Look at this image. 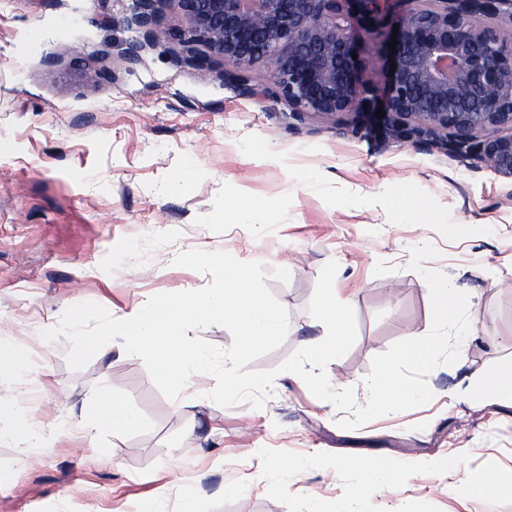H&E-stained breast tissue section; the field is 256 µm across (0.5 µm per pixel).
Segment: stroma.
Listing matches in <instances>:
<instances>
[{"label": "stroma", "mask_w": 512, "mask_h": 512, "mask_svg": "<svg viewBox=\"0 0 512 512\" xmlns=\"http://www.w3.org/2000/svg\"><path fill=\"white\" fill-rule=\"evenodd\" d=\"M128 6L0 0V351L28 354L26 368L0 373V512H145L161 489L170 512L188 500L197 512H337L360 480L350 461L370 454L402 474L367 492L359 512H395L404 500L418 512H512V495L468 484L487 469L512 481V406L466 392L512 363V182L376 130L294 124L286 102L263 106L178 66L181 19L170 9L164 38L128 63ZM51 53L61 59L49 78ZM233 200L259 205L256 221L236 223ZM425 243L440 252L429 268L468 294L474 333L455 364L428 375L431 402L356 429L290 372H278L259 409L207 399L208 374L171 401L120 342L75 371L67 340L40 336L74 304L119 317L154 294L203 289L211 275L176 257L225 251L260 262L288 312L284 343L251 364L277 369L320 334L308 305L333 260L357 339L325 372L363 405L373 357L431 330L428 287L408 268ZM104 389L140 424L99 427L92 453L68 431L98 420ZM22 419L44 447L15 436Z\"/></svg>", "instance_id": "obj_1"}]
</instances>
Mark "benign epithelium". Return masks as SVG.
Segmentation results:
<instances>
[{
  "label": "benign epithelium",
  "mask_w": 512,
  "mask_h": 512,
  "mask_svg": "<svg viewBox=\"0 0 512 512\" xmlns=\"http://www.w3.org/2000/svg\"><path fill=\"white\" fill-rule=\"evenodd\" d=\"M377 0H131L125 22L143 31L121 55L133 64L159 40L158 21L173 8L182 21L178 63L216 69L259 104L288 103L297 121L333 119L353 132L377 94L350 34L356 24L382 31ZM398 20L395 72L384 91L383 134L427 150L475 157L512 181V0H409ZM272 65L270 82L250 70Z\"/></svg>",
  "instance_id": "1"
}]
</instances>
